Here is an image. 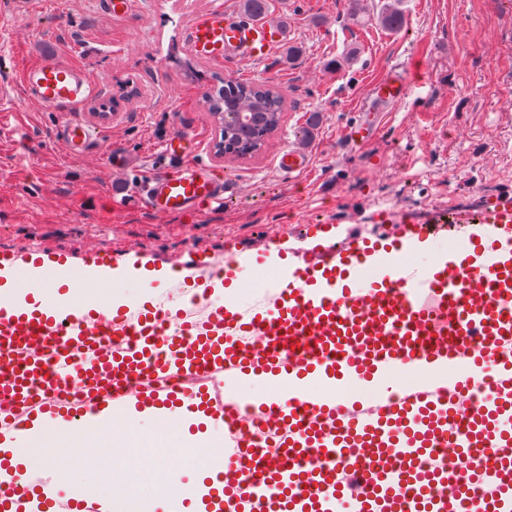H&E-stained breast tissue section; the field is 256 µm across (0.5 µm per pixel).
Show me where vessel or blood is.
I'll list each match as a JSON object with an SVG mask.
<instances>
[{
	"instance_id": "vessel-or-blood-1",
	"label": "vessel or blood",
	"mask_w": 512,
	"mask_h": 512,
	"mask_svg": "<svg viewBox=\"0 0 512 512\" xmlns=\"http://www.w3.org/2000/svg\"><path fill=\"white\" fill-rule=\"evenodd\" d=\"M287 26L217 5L194 14L185 32L197 56L218 65L262 61L288 43ZM26 100L44 109L80 107L95 83L81 66L46 55L20 74ZM413 77L407 65L389 67L361 99L360 120L344 134L362 148L375 118L404 101ZM69 152L90 146L92 131L65 118L56 129ZM176 131L162 152L177 160L143 183L134 202L154 214L179 216L222 205L229 187L201 164L187 161ZM281 170L300 175L307 153L289 149ZM462 247L413 270L404 253L430 240L426 226L379 245L354 238L346 246H315L317 260L274 262L236 254L225 264L180 262L152 269L149 285L174 284L166 305L93 303L72 307L68 293L86 278L138 275L137 260L93 255L73 275L65 255L30 250L0 255V446L32 438L35 428L64 432L112 424L150 409L164 423L203 420L224 431L222 495L204 512H461L468 485L481 495L473 512H512V205L491 198L472 213H455ZM271 266L277 291L253 315L227 304L223 288ZM480 267L482 284L457 279ZM467 357L466 375L419 390L394 388L398 363L421 370ZM248 374L272 380L269 393L242 405L232 383ZM490 376L477 411L464 415L474 376ZM360 386L367 398L349 402ZM248 407L263 420L276 450L268 464L263 444L227 425ZM486 462L469 472L448 469L447 451ZM38 499L21 497L15 512H108L83 492L57 497L52 477L39 478Z\"/></svg>"
}]
</instances>
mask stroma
<instances>
[{"label":"stroma","instance_id":"35a3bbf8","mask_svg":"<svg viewBox=\"0 0 512 512\" xmlns=\"http://www.w3.org/2000/svg\"><path fill=\"white\" fill-rule=\"evenodd\" d=\"M215 0H135L131 15L109 17L99 0H0V252L53 249L73 267L88 254L140 251L151 265L172 268L183 253L207 262L254 253L286 236L301 248L335 225L337 245L361 233L379 211L435 219L471 209L487 198L512 199V0H401L405 26L392 32L376 17L352 23L343 0H271V20L286 22L290 46L267 61L225 68L196 57L184 32L194 13ZM296 56H289V49ZM46 51L84 66L97 85L73 117L97 137L82 154L56 138L61 113L28 102L20 92L24 65ZM407 61L409 97L382 120L366 148L341 138L370 85L392 64ZM284 93L287 110L267 147L251 157L218 158L220 129L202 103L206 89L237 77ZM139 94L120 102L107 120L92 105L119 86ZM320 121L308 141L297 132L311 113ZM191 137V157L205 163L235 194L223 206L162 217L127 199L162 165L161 145L177 129ZM300 148L311 165L299 178L281 174L277 156ZM107 299L149 296L140 279L95 281L71 292ZM157 431L152 416L92 432L80 447L58 448L70 465L60 495H98V469L108 444H122L132 427ZM155 463L143 459L114 485L113 499L137 498L138 512H188L183 496L141 493Z\"/></svg>","mask_w":512,"mask_h":512}]
</instances>
